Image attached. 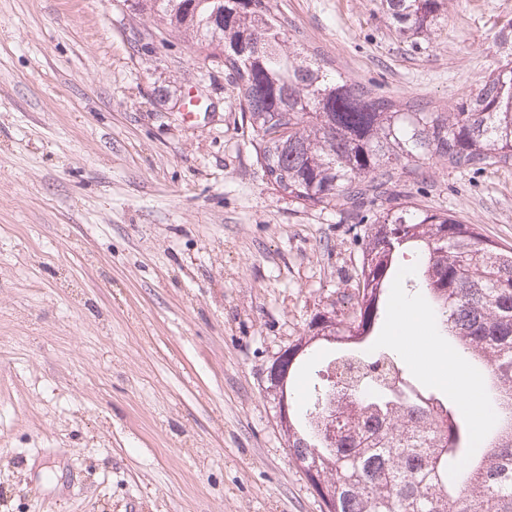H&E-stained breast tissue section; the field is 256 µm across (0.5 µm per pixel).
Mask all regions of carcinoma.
<instances>
[{
  "label": "carcinoma",
  "mask_w": 512,
  "mask_h": 512,
  "mask_svg": "<svg viewBox=\"0 0 512 512\" xmlns=\"http://www.w3.org/2000/svg\"><path fill=\"white\" fill-rule=\"evenodd\" d=\"M204 55L224 61L268 179L297 202L358 210L432 159L456 170L512 164V62L492 70L452 112L398 104L288 46L270 0H135ZM399 33L426 34L444 0H383ZM422 263L411 298L451 340L491 405L485 426L459 403L421 385L393 346L368 339L398 313L389 289L399 257ZM352 311L325 325L320 314L289 347L288 419L280 427L292 459L319 461L317 495L328 512H512V251L473 224L412 205L383 209L363 234ZM316 380L298 402L293 379L314 361ZM358 363L362 380L336 390L333 418L319 397L329 376Z\"/></svg>",
  "instance_id": "carcinoma-1"
}]
</instances>
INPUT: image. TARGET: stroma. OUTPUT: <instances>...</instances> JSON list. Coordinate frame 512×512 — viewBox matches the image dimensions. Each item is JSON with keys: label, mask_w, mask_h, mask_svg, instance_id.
Listing matches in <instances>:
<instances>
[{"label": "stroma", "mask_w": 512, "mask_h": 512, "mask_svg": "<svg viewBox=\"0 0 512 512\" xmlns=\"http://www.w3.org/2000/svg\"><path fill=\"white\" fill-rule=\"evenodd\" d=\"M132 0H0V512H324L264 373L344 312L361 212L264 175L238 90ZM289 46L453 111L512 56V0H271ZM407 202L512 249V165L432 160ZM382 7L400 34L425 35L441 22L444 0H383Z\"/></svg>", "instance_id": "35a3bbf8"}]
</instances>
